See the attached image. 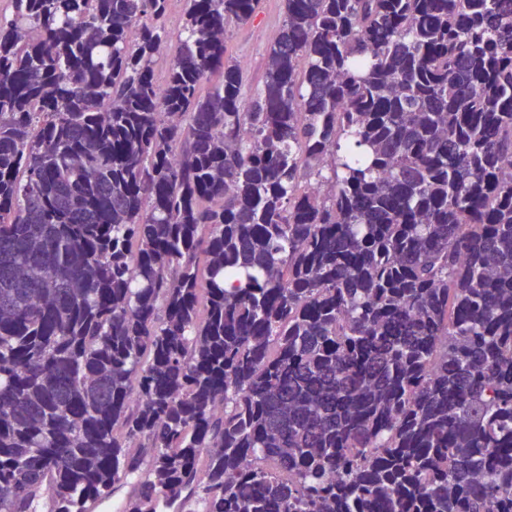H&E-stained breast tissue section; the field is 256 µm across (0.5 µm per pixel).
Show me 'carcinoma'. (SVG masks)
Masks as SVG:
<instances>
[{"label": "carcinoma", "mask_w": 512, "mask_h": 512, "mask_svg": "<svg viewBox=\"0 0 512 512\" xmlns=\"http://www.w3.org/2000/svg\"><path fill=\"white\" fill-rule=\"evenodd\" d=\"M170 2L0 12V512H512V0ZM182 1L183 0H174L169 12L167 25L172 33L171 41L168 42V47H170V49H174L176 47V39L184 23V3ZM170 49L163 50V52L156 58L157 62L154 67V76L158 82L164 81L167 75V69L172 54ZM283 18L282 0H261L259 12L253 20L229 27L227 55L236 60L243 70L247 96L263 85L268 48L278 35Z\"/></svg>", "instance_id": "obj_1"}]
</instances>
